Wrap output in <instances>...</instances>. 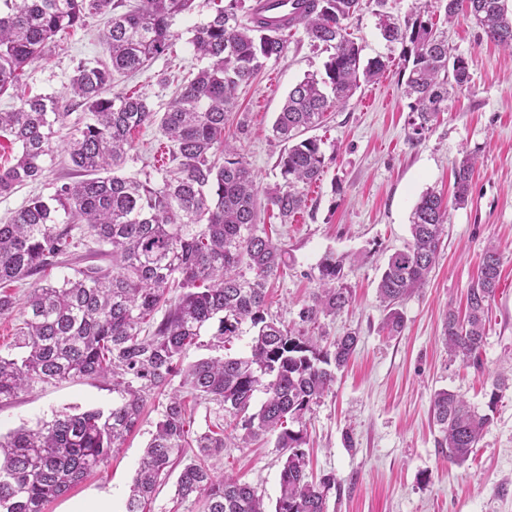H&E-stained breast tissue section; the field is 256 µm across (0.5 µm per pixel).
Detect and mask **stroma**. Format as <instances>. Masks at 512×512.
<instances>
[{
  "mask_svg": "<svg viewBox=\"0 0 512 512\" xmlns=\"http://www.w3.org/2000/svg\"><path fill=\"white\" fill-rule=\"evenodd\" d=\"M215 2L195 0L192 11L175 20L171 56L121 78L117 91L147 96L154 108L164 109L179 81L201 66L191 30L210 19ZM416 5L417 0H363L349 22L363 59L389 56L393 65L315 129L332 161L321 180L306 187L307 208L288 224L274 211L263 212V224L288 251L287 267L271 283L266 315L291 331L303 329L300 312L318 286L317 263L328 253L342 259V281L352 289V301L321 319L319 331L328 342L352 332L358 343L306 416L310 468L315 479L331 482L328 512H512V54L499 50L466 16L447 23L444 0H428V18L446 30L453 51L468 58L471 83L449 96L420 141H409V101L398 82L401 47L381 37L378 23L384 16L404 21ZM105 29L104 19L93 18L49 44L45 59L25 68L23 90L63 96L77 63L102 55ZM287 42L284 57L270 60L252 83L238 89V106L225 126L226 137L264 188L281 180L276 159L282 145L272 132L281 103L306 74L322 71L327 58L302 28L289 31ZM467 153L478 156L469 200L449 207L447 234L429 281L401 304V334L388 335L387 311L377 294L384 263L410 241V215L424 191L452 199L453 170ZM129 156L126 175L160 180L167 142L157 127L135 130ZM69 172L62 157L48 160L40 182L0 198V219L32 196L51 194ZM491 241L502 252L501 278L481 365L474 368L450 357L439 336L448 311L464 309ZM501 375L509 383L498 389L494 382ZM441 389L463 395L490 419L461 466L450 463L438 446L431 402ZM112 400L111 387L94 378L38 384L0 404V433L35 427L61 411L105 410ZM161 403L149 399L124 446L46 512H72L77 504L104 497L112 512H121ZM209 465L237 474L274 505L282 468L274 436L228 449Z\"/></svg>",
  "mask_w": 512,
  "mask_h": 512,
  "instance_id": "stroma-1",
  "label": "stroma"
}]
</instances>
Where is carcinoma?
I'll return each instance as SVG.
<instances>
[{
    "mask_svg": "<svg viewBox=\"0 0 512 512\" xmlns=\"http://www.w3.org/2000/svg\"><path fill=\"white\" fill-rule=\"evenodd\" d=\"M192 3L0 0V96L17 89L24 69L43 59L59 33L108 17L102 37L107 58L82 60L67 87L73 105L89 114L61 141L81 179L31 198L0 224V286L31 280L20 307L12 295L0 293V317L17 307L23 316L16 352L0 354V403L36 384L75 377L110 382L117 394L106 412H62L0 441V512H46L123 446L155 393L165 402L124 512H145L192 444L200 461L181 469L178 497L203 498V512H267L252 485L232 474H213L205 461L268 434L276 435L284 457L274 512H327L331 482L317 485L307 471L306 415L349 361L357 336L349 332L323 346L320 337L293 335L265 317L267 285L288 265V252L258 221L263 207L277 211L283 224L307 207L305 187L320 180L327 159L322 141L306 133L361 83L382 77L388 61L362 62V48L347 32L344 21L360 11V0H295L294 24L329 55L322 74H309L289 90L275 118L273 136L283 144L276 160L282 183L262 192L224 127L238 88L281 57L287 40L282 31L254 21L253 9L240 16L242 0H228L192 29L190 43L205 65L164 112L142 95L112 92L118 77L171 53L174 19ZM462 9L487 39L512 52L508 0H447V19ZM424 15L420 9L402 23L379 22L383 38L402 46L412 140L430 128L450 92L471 83L468 59L452 53L448 38ZM60 108L55 96L22 95L11 111L0 112V137L6 134L20 147L15 162L0 168V197L43 178L46 159L56 150L53 126L69 116ZM153 124L170 143L172 169L159 183L123 173L132 131ZM476 163L470 153L455 167L457 206L468 202ZM447 220L448 203L433 191L422 193L411 214V242L384 265L377 288L389 309L384 329L391 335L404 327L399 306L428 281ZM86 233L97 244L92 255L112 265H86L59 286L42 283L37 275L68 264ZM317 270L319 287L300 313L305 323L334 316L351 300L341 283V260L327 253ZM500 275L501 254L490 243L468 290L465 316L450 310L445 317L442 340L464 362L477 360L484 346ZM247 322L248 354L184 364L203 333L212 331L213 346L221 349ZM191 401L227 413L234 419L231 433L209 427L189 436ZM432 413L448 461L466 462L489 418L446 389L434 393Z\"/></svg>",
    "mask_w": 512,
    "mask_h": 512,
    "instance_id": "1",
    "label": "carcinoma"
}]
</instances>
